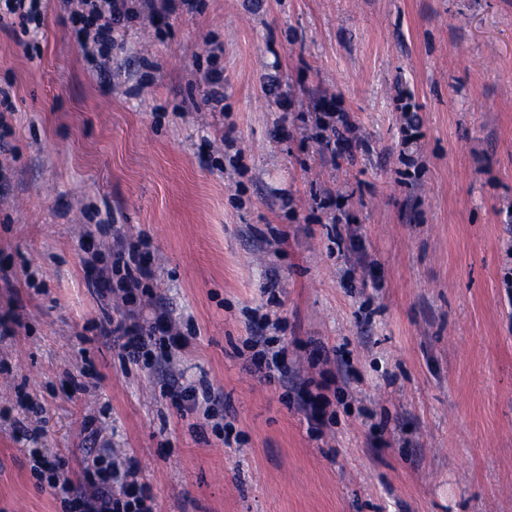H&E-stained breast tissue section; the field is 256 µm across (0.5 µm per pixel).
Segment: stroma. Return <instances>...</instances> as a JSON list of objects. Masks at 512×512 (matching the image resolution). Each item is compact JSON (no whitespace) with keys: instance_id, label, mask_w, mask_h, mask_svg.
I'll return each mask as SVG.
<instances>
[{"instance_id":"stroma-1","label":"stroma","mask_w":512,"mask_h":512,"mask_svg":"<svg viewBox=\"0 0 512 512\" xmlns=\"http://www.w3.org/2000/svg\"><path fill=\"white\" fill-rule=\"evenodd\" d=\"M69 2L0 30V512H66L30 451L88 490L99 427L155 512H512V0H191L131 23L107 72ZM323 95L353 160L314 138ZM95 224L149 239V287L184 317L170 365L101 337ZM257 312L282 319L287 379L251 370ZM169 375L222 394L238 446L163 398ZM200 83L206 89L205 101L208 105L212 104L213 108H217L224 102V71L222 69H207L200 77ZM304 394L306 396L304 398L303 410L308 427L314 433L321 435L329 420L325 409L329 404V400L324 394L313 396L308 390Z\"/></svg>"}]
</instances>
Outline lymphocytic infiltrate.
I'll list each match as a JSON object with an SVG mask.
<instances>
[{
    "label": "lymphocytic infiltrate",
    "instance_id": "obj_1",
    "mask_svg": "<svg viewBox=\"0 0 512 512\" xmlns=\"http://www.w3.org/2000/svg\"><path fill=\"white\" fill-rule=\"evenodd\" d=\"M80 2L82 9L72 14L71 22L83 37V48L103 60L109 57L126 24L136 18L151 21L174 9L171 0H138L134 5L129 0ZM93 271V287L111 292L119 304L117 316L102 324V332L122 340L128 360H138L141 352L158 336L166 337L170 347L182 346L180 319L172 311L156 310L154 304L139 293L155 276L141 241L113 238L105 262L94 266ZM268 325V319L259 320V333L249 337L248 342L258 350L251 360L255 371L271 378L285 373L287 349L274 338L265 336ZM86 465L100 476L95 492L88 496L70 495L69 483L62 481L59 474L48 477L51 488L66 493L65 504L70 512H153L150 497L139 480L140 468L135 457L128 454L122 462L116 463L97 454L88 457Z\"/></svg>",
    "mask_w": 512,
    "mask_h": 512
}]
</instances>
